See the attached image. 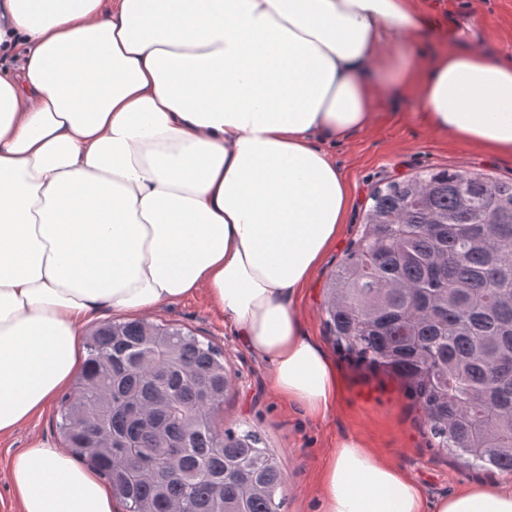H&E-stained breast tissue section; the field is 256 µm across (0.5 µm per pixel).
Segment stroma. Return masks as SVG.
I'll return each instance as SVG.
<instances>
[{"instance_id": "1", "label": "stroma", "mask_w": 512, "mask_h": 512, "mask_svg": "<svg viewBox=\"0 0 512 512\" xmlns=\"http://www.w3.org/2000/svg\"><path fill=\"white\" fill-rule=\"evenodd\" d=\"M426 21L412 59L425 69L437 56L470 49L512 62V0H410ZM337 168L353 194L342 235L317 269L297 304L304 332L335 361L343 395L333 410L316 418L278 395L268 381L267 363L251 353L232 324L216 309L206 289L146 313L151 322L191 330L224 355L232 385L217 413L218 429L251 427L276 455L283 474V512H319V474L338 441L361 438L367 448L400 468L428 499L466 483L488 482L493 470L465 465L439 448L425 419L400 384L359 367L339 349L324 325L323 288L346 249L358 238L374 189L431 168H452L512 179V156L497 157L434 129L425 119L417 82L378 88L370 125L329 144ZM60 406H52L14 434L0 436V512H18L8 490L13 456L36 439L62 443Z\"/></svg>"}]
</instances>
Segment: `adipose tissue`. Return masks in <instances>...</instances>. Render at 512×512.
Returning a JSON list of instances; mask_svg holds the SVG:
<instances>
[{
  "instance_id": "1",
  "label": "adipose tissue",
  "mask_w": 512,
  "mask_h": 512,
  "mask_svg": "<svg viewBox=\"0 0 512 512\" xmlns=\"http://www.w3.org/2000/svg\"><path fill=\"white\" fill-rule=\"evenodd\" d=\"M422 27L409 0H0V435L81 371L80 322L201 287L273 389L326 417L341 377L294 302L350 195L318 142L369 124ZM420 90L431 126L512 155V64L443 54ZM9 482L19 512H120L51 443ZM320 485L322 512H512L511 476L431 502L356 439Z\"/></svg>"
}]
</instances>
